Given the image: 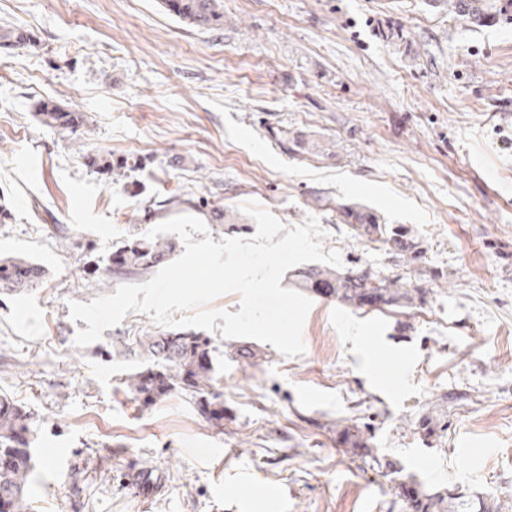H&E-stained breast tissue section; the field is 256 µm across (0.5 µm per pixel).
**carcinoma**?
Listing matches in <instances>:
<instances>
[{"instance_id": "1", "label": "carcinoma", "mask_w": 512, "mask_h": 512, "mask_svg": "<svg viewBox=\"0 0 512 512\" xmlns=\"http://www.w3.org/2000/svg\"><path fill=\"white\" fill-rule=\"evenodd\" d=\"M459 0H433L448 6V14L472 28L485 27L507 18L508 3L500 0H476L472 15L459 12ZM161 8L189 28L217 31L224 28V0H159ZM30 36L12 25H0V47H25ZM42 125L67 127L78 122L76 113L52 100H41L35 108ZM288 149L298 153L336 155L335 143L319 141L304 132L288 141ZM336 213L350 233L367 243H378L394 257L417 266L418 276H381L363 268H334L308 265L291 274L292 283L300 290L318 295L319 285L331 287L328 297L336 304L361 310L412 309L425 302L428 289L422 286L430 271L423 269L421 244L412 229L404 224H383L374 209L355 203L336 204ZM177 252L175 240L157 236L148 240L141 236L126 242L112 252L105 271L115 278L137 275L168 262ZM45 270L35 262L19 256L0 257V295H18L38 287ZM215 341L192 329L147 332L132 346L122 339L112 342L103 354L122 357L136 354L146 366L123 379L132 399L149 407L175 392H183L196 403L201 415L214 425H224V393L218 376L214 353ZM32 412L6 393H0V512H28V487L34 468L32 463ZM447 429L442 420L424 415L415 424L414 433L429 438ZM336 430L345 445L361 449L370 458V467L391 477L396 487L405 486L411 495L403 496L406 512H512V503L486 498L469 487H427L404 467L372 454L362 428L345 420L336 422ZM144 471L128 474L129 483L146 493L162 487V479L150 477L143 484Z\"/></svg>"}]
</instances>
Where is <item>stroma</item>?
Segmentation results:
<instances>
[{"mask_svg":"<svg viewBox=\"0 0 512 512\" xmlns=\"http://www.w3.org/2000/svg\"><path fill=\"white\" fill-rule=\"evenodd\" d=\"M224 13L203 32L158 0H0V24L32 37L0 50V254L46 271L0 296V391L34 414L32 512H402L341 419L427 485L511 498L512 21L474 31L429 0H224ZM52 97L85 126H43L33 106ZM299 131L335 141V157L289 151ZM104 155L125 178L94 166ZM246 201L288 226L317 216L343 266L403 272L336 216L365 204L412 227L440 278L407 310L313 297L303 354L249 338L258 360L219 353L223 426L179 393L141 407L122 385L140 357L101 350L155 324L131 312L77 347L87 324L70 302L119 285L89 262L183 214L218 243L232 231L212 212H237L251 237ZM427 413L448 420L429 444L412 430ZM78 465L93 473L75 495ZM132 467L162 491L122 483Z\"/></svg>","mask_w":512,"mask_h":512,"instance_id":"stroma-1","label":"stroma"}]
</instances>
